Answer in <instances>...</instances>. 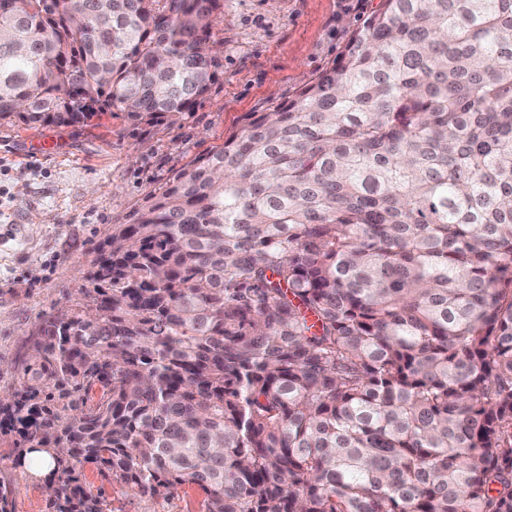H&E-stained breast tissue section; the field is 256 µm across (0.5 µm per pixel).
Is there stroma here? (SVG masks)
I'll use <instances>...</instances> for the list:
<instances>
[{"instance_id":"1","label":"stroma","mask_w":512,"mask_h":512,"mask_svg":"<svg viewBox=\"0 0 512 512\" xmlns=\"http://www.w3.org/2000/svg\"><path fill=\"white\" fill-rule=\"evenodd\" d=\"M379 0H224L217 82L177 123L135 124L124 113L34 131L0 121V393L17 385L15 361L42 316L74 308L97 247L146 197L195 157L240 130L249 112L286 103L343 51ZM40 156H28L33 145ZM0 438V475L16 486L11 512H49L44 480L15 466ZM83 485L109 512H202L182 486L140 496L85 466Z\"/></svg>"}]
</instances>
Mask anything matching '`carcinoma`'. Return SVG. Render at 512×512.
Instances as JSON below:
<instances>
[{
  "instance_id": "carcinoma-1",
  "label": "carcinoma",
  "mask_w": 512,
  "mask_h": 512,
  "mask_svg": "<svg viewBox=\"0 0 512 512\" xmlns=\"http://www.w3.org/2000/svg\"><path fill=\"white\" fill-rule=\"evenodd\" d=\"M224 0H0V120L192 112ZM0 397L50 512L80 470L204 512H512V0H380L176 171Z\"/></svg>"
}]
</instances>
